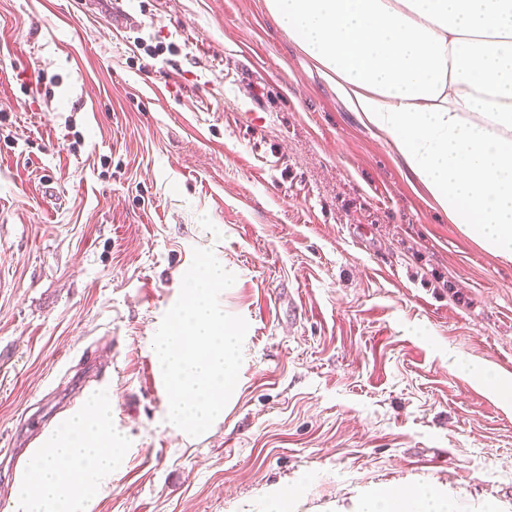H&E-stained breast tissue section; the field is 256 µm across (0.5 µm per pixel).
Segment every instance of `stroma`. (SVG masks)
I'll return each mask as SVG.
<instances>
[{
    "instance_id": "obj_1",
    "label": "stroma",
    "mask_w": 512,
    "mask_h": 512,
    "mask_svg": "<svg viewBox=\"0 0 512 512\" xmlns=\"http://www.w3.org/2000/svg\"><path fill=\"white\" fill-rule=\"evenodd\" d=\"M125 16L131 29L114 28ZM249 324L224 420L166 425L193 248ZM512 262L451 224L266 0H0V512L89 394L130 452L90 512H512ZM471 379L489 392L504 406L512 405V378L496 372L478 360H471L465 365ZM403 502L395 501L392 499H383L385 507L382 509L377 508V502L366 504L364 507L367 509L362 512H441V506L433 501L430 504L429 499L424 495L409 494L403 496Z\"/></svg>"
}]
</instances>
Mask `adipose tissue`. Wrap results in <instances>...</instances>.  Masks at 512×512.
Here are the masks:
<instances>
[{
	"instance_id": "1",
	"label": "adipose tissue",
	"mask_w": 512,
	"mask_h": 512,
	"mask_svg": "<svg viewBox=\"0 0 512 512\" xmlns=\"http://www.w3.org/2000/svg\"><path fill=\"white\" fill-rule=\"evenodd\" d=\"M359 120L451 223L512 260V0H266ZM126 456L89 395L32 454L9 512H89Z\"/></svg>"
}]
</instances>
